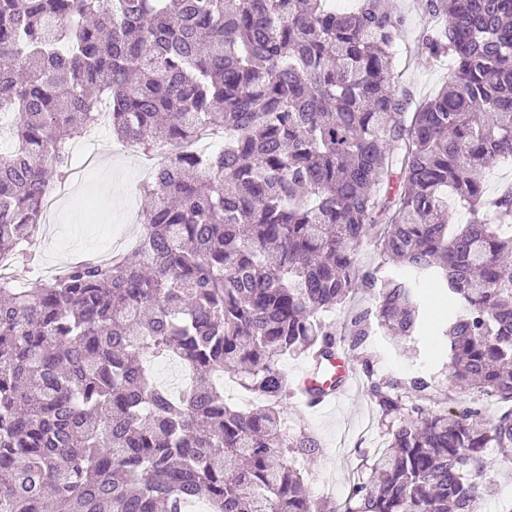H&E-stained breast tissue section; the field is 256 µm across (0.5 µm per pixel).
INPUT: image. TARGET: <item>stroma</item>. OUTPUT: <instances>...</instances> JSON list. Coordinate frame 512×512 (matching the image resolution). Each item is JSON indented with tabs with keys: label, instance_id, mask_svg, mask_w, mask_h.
Listing matches in <instances>:
<instances>
[{
	"label": "stroma",
	"instance_id": "35a3bbf8",
	"mask_svg": "<svg viewBox=\"0 0 512 512\" xmlns=\"http://www.w3.org/2000/svg\"><path fill=\"white\" fill-rule=\"evenodd\" d=\"M392 6L406 19L394 73L399 86L408 88L419 101L441 88L448 76V65L429 61L417 51L419 37L433 24L417 0H393ZM140 170L139 158L124 153L111 129H104L96 161L73 168L70 181L76 187L75 193L62 199L42 220L35 245L42 262L55 266L99 254L106 239L113 235L121 237L127 249H134L138 244L135 227L127 220L133 199L127 195L125 186L138 177ZM368 347L376 357L378 376L434 377L440 392L436 409L455 413L477 404L491 415L498 410L496 401L474 390H449L447 357L431 330H424L402 344L378 334L370 338ZM283 419L289 434L303 430L321 444L315 455L290 457L304 472L310 495L318 502L340 503L339 495H324V486L346 489L363 456L372 455L375 442L383 438L377 411L362 386L332 409L307 410L299 398H291ZM486 461V509L500 512L502 503L512 499V458H505L491 448Z\"/></svg>",
	"mask_w": 512,
	"mask_h": 512
}]
</instances>
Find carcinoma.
Listing matches in <instances>:
<instances>
[{
    "label": "carcinoma",
    "instance_id": "1",
    "mask_svg": "<svg viewBox=\"0 0 512 512\" xmlns=\"http://www.w3.org/2000/svg\"><path fill=\"white\" fill-rule=\"evenodd\" d=\"M326 4L0 0V262L36 237L101 99L118 139L168 148L138 262L0 280V512H483L484 451L512 452V182H484L512 160V0H424L443 24L420 51L451 65L420 103L393 81L403 17ZM368 241L396 274L363 268ZM430 283L448 378L504 408L433 410L432 378L365 358L385 446L325 509L288 461L320 444L283 427L280 362L331 358L322 315L356 291L376 305L349 316L353 358L374 328L418 335ZM152 359L190 384L168 393ZM226 373L263 404L227 403Z\"/></svg>",
    "mask_w": 512,
    "mask_h": 512
}]
</instances>
